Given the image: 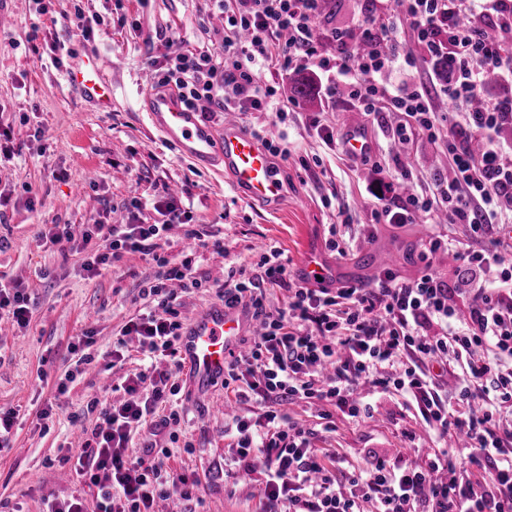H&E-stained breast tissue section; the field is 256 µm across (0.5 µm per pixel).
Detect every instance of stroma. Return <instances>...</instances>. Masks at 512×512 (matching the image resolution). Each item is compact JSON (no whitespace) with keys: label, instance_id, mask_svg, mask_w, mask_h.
Returning a JSON list of instances; mask_svg holds the SVG:
<instances>
[{"label":"stroma","instance_id":"1","mask_svg":"<svg viewBox=\"0 0 512 512\" xmlns=\"http://www.w3.org/2000/svg\"><path fill=\"white\" fill-rule=\"evenodd\" d=\"M0 276L24 288L31 317L18 326L0 310V411L16 423L7 447H0V512H42L45 499H81L84 512H97V489L76 474L72 454L84 448L101 423L98 403L127 400L128 378L143 371L136 337L126 323L149 306L142 288L160 270V259L190 261L202 287L176 288L181 321L217 304L215 287L230 269L252 272L263 250L276 246L288 278H296L303 257L318 252L337 272V285L371 284L364 265L378 255L400 278L414 279L422 224H376L360 191L368 172L362 161L336 159L309 128L313 113L342 131L350 121L368 129L373 155L399 160L413 176L448 173L445 156L428 143L393 140L388 118L373 121L343 104L323 107L318 95L300 101L285 122L266 115H238L241 126L265 124L268 138L287 135L290 155L282 161L287 196L279 208L255 206L234 192L223 172L196 163L161 137L150 124L145 97L154 92L152 61L182 47H209L224 27L206 0H0ZM89 26L82 35L81 26ZM98 55L112 84V109L101 112L65 80L66 69ZM182 194L194 215L167 233L158 256L125 253L99 275L83 268L84 255L70 244L53 245L42 234L56 224L81 230L87 224H124L138 197ZM352 207L354 224L345 233L347 255L329 246L338 206ZM223 250H215L214 241ZM92 345L72 346L83 336ZM121 359H113V351ZM180 387L179 423L159 436L133 433L128 448L145 465L185 476L188 492L169 491L164 512H271L263 496L264 476L225 464L238 415L258 417L257 406L239 404L223 382L192 393L185 368L173 370ZM370 419L354 423L334 413L336 429L322 431L321 403L295 400L282 411L315 431V448L340 449L354 462L374 450L393 457L411 446L429 452L432 440L399 396L372 401ZM155 450L143 454L146 445Z\"/></svg>","mask_w":512,"mask_h":512}]
</instances>
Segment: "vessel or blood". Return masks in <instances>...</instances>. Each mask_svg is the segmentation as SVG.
Wrapping results in <instances>:
<instances>
[{
	"label": "vessel or blood",
	"instance_id": "b4317fda",
	"mask_svg": "<svg viewBox=\"0 0 512 512\" xmlns=\"http://www.w3.org/2000/svg\"><path fill=\"white\" fill-rule=\"evenodd\" d=\"M66 80L85 101L99 110H111L112 89L97 57L88 55L72 65ZM147 111L154 127L176 141L187 157L199 161L219 159L231 188L249 201L274 208L285 199L280 164L238 122L227 121L223 130H215L199 113L183 108L171 94L150 96ZM344 146L351 156L360 158L371 151L373 140L368 131L351 125L345 130ZM300 274L312 282L327 283L336 277L335 271L315 254L305 256ZM247 328L242 309L221 304L195 314L185 325L179 338V353L195 391L208 390L223 379L231 356L243 349Z\"/></svg>",
	"mask_w": 512,
	"mask_h": 512
}]
</instances>
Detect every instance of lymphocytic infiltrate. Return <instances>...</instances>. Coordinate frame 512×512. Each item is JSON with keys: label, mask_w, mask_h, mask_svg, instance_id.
I'll return each mask as SVG.
<instances>
[{"label": "lymphocytic infiltrate", "mask_w": 512, "mask_h": 512, "mask_svg": "<svg viewBox=\"0 0 512 512\" xmlns=\"http://www.w3.org/2000/svg\"><path fill=\"white\" fill-rule=\"evenodd\" d=\"M210 3L224 15L223 31L211 48L156 63L157 88L195 112H271L282 121L296 103L278 95L274 76L311 72L328 101L345 87L354 109L373 118L393 114L394 136L427 139L448 158L446 177L403 197L395 181L410 179V170L396 175L374 163L366 192L374 197L375 223L423 219L469 232L462 244L434 234L423 239L422 268L410 281L388 271L371 287L290 282L274 246L250 278H228L219 300L247 306L263 322L224 373L239 401L263 408L259 420H235L232 462L264 474L263 493L280 512H512V427L503 416L512 410V144L499 138L512 127V106L489 99L482 111L471 108L487 81L512 77V0H364L359 24L373 37L368 48L350 28H323L320 0ZM490 29L498 39L487 37ZM405 42L415 52H401ZM421 60L447 67V83L381 82L386 70L413 69ZM441 97L451 112L438 107ZM476 138L483 143L478 153L469 147ZM153 208L161 217L154 224L133 219L78 232L56 225L47 237L86 251L84 268L93 276L122 253L155 254L171 225L193 219L171 195ZM444 248L460 261L453 282L433 267ZM189 278L186 264L160 272L146 290L154 308L126 325L148 357L177 361L183 325L170 284ZM274 285L287 289L288 301L271 308L265 290ZM366 383L376 394L405 398L437 439L464 436L466 454L443 446L417 461L373 451L364 464L340 455L328 469L309 429L279 407L314 399L358 422L371 415L359 392ZM125 390L128 401L101 408L103 425L92 431L75 470L97 487L98 512H155L157 500L185 480L133 459L128 440L178 422L179 412L167 405L180 388L159 371L130 378Z\"/></svg>", "instance_id": "lymphocytic-infiltrate-1"}]
</instances>
